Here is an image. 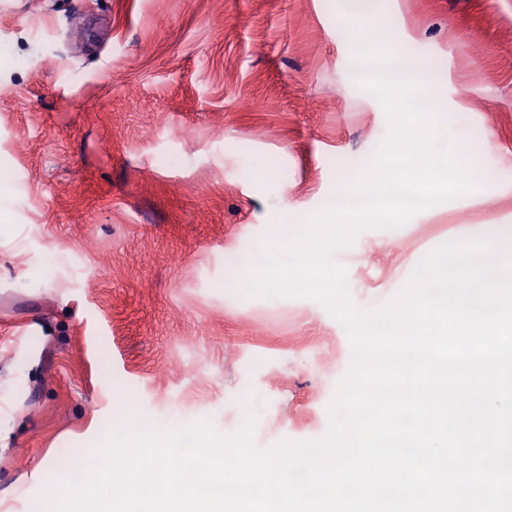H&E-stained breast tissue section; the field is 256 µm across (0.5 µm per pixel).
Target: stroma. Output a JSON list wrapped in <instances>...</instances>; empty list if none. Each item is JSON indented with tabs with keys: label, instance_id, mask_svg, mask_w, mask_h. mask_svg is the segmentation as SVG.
<instances>
[{
	"label": "stroma",
	"instance_id": "stroma-1",
	"mask_svg": "<svg viewBox=\"0 0 512 512\" xmlns=\"http://www.w3.org/2000/svg\"><path fill=\"white\" fill-rule=\"evenodd\" d=\"M384 25L476 191L337 252L354 304L445 243H512V0H0V512H49L43 464L121 418L255 416L315 440L352 348L317 301L240 297L228 256L297 233L387 132L352 21ZM179 156L160 164V156Z\"/></svg>",
	"mask_w": 512,
	"mask_h": 512
}]
</instances>
